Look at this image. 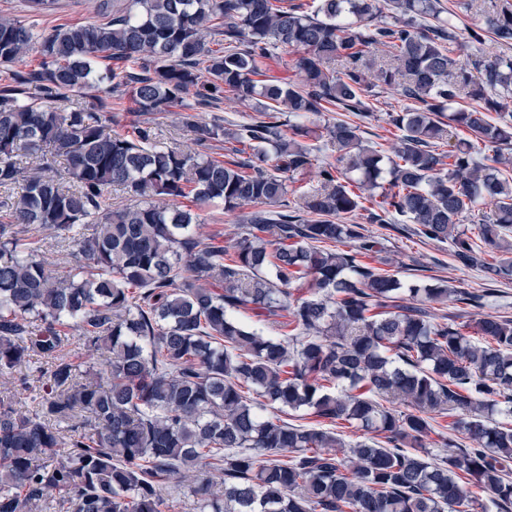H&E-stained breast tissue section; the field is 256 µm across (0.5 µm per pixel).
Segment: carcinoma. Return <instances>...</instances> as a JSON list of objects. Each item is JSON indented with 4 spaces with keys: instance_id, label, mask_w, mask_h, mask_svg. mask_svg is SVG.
<instances>
[{
    "instance_id": "obj_1",
    "label": "carcinoma",
    "mask_w": 512,
    "mask_h": 512,
    "mask_svg": "<svg viewBox=\"0 0 512 512\" xmlns=\"http://www.w3.org/2000/svg\"><path fill=\"white\" fill-rule=\"evenodd\" d=\"M127 2L48 34L0 15V67L40 55L0 89V188L17 189L0 217V376L25 389L21 368L48 364L34 412L0 397V512H166L169 477L199 512H470L474 487L509 512L512 316L485 308L512 283V55L488 61L481 45L512 46V0H459L461 34L440 0ZM455 42L473 51L454 58ZM279 47L298 53L299 82L255 79ZM106 80L143 115L180 106L192 147H158L142 121L112 132L101 97L56 106ZM376 88L410 102L388 113L389 151L361 137ZM463 92L476 105L456 107ZM226 93L254 114L205 120ZM335 107L354 119L321 123ZM219 143L232 159L210 154ZM61 157L70 186L53 175ZM309 173L316 184L292 187ZM114 186L142 202L112 208ZM189 197L256 210L219 245L194 230ZM364 210L449 244L489 287L403 280L354 222ZM32 227L75 249L67 275ZM72 332L108 346L105 368L63 354ZM453 415L469 444L441 432L431 453L433 422Z\"/></svg>"
}]
</instances>
